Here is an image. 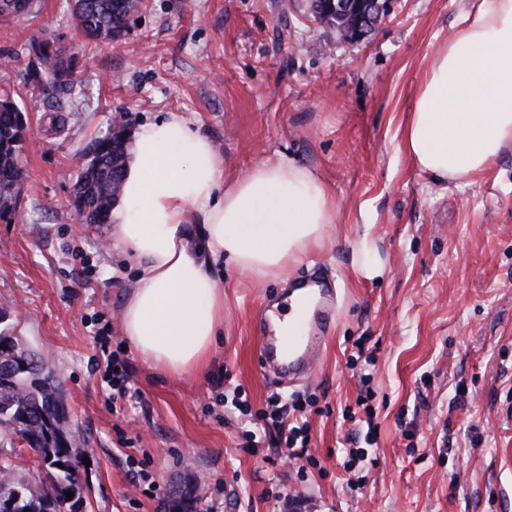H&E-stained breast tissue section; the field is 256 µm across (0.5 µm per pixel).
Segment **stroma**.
<instances>
[{"instance_id": "35a3bbf8", "label": "stroma", "mask_w": 512, "mask_h": 512, "mask_svg": "<svg viewBox=\"0 0 512 512\" xmlns=\"http://www.w3.org/2000/svg\"><path fill=\"white\" fill-rule=\"evenodd\" d=\"M73 0H36L0 21V89L27 127L21 206L0 220V311L24 346L49 357L65 390L69 436L89 451L82 512H512V148L446 186L400 148L415 88L460 25L465 0H391L392 16L346 40L310 0H145L119 42L86 44ZM53 38L73 59L75 108L51 129L50 96L27 91L25 46ZM178 112L215 143L232 177L279 155L317 169L336 201L322 248L287 279L216 266L224 334L204 374L145 364L120 325L133 272L106 227L77 231L73 187L114 113L129 128ZM369 236L382 269H357ZM328 267L338 308L306 383L273 387L257 365L261 304H283L313 266ZM132 366L144 404L118 406L96 338ZM366 338V357L355 342ZM232 380H225V373ZM271 396L312 398L315 464L266 461L241 446ZM378 423L368 456L344 469L347 435ZM0 452L27 487L50 469L15 435Z\"/></svg>"}]
</instances>
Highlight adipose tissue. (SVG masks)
<instances>
[{
  "mask_svg": "<svg viewBox=\"0 0 512 512\" xmlns=\"http://www.w3.org/2000/svg\"><path fill=\"white\" fill-rule=\"evenodd\" d=\"M469 2L402 130V150L442 184L512 147V0ZM335 222L331 191L310 168L280 157L228 180L213 141L181 114L140 124L109 215L112 247L136 271L123 303L126 340L157 371H202L224 329L215 266L287 278Z\"/></svg>",
  "mask_w": 512,
  "mask_h": 512,
  "instance_id": "obj_1",
  "label": "adipose tissue"
}]
</instances>
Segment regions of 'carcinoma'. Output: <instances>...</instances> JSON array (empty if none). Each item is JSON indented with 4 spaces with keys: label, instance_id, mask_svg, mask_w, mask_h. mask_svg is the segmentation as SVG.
I'll return each instance as SVG.
<instances>
[{
    "label": "carcinoma",
    "instance_id": "carcinoma-1",
    "mask_svg": "<svg viewBox=\"0 0 512 512\" xmlns=\"http://www.w3.org/2000/svg\"><path fill=\"white\" fill-rule=\"evenodd\" d=\"M114 0H84V7L74 14L78 29L89 39L114 42L120 40L130 27L133 16L142 8L143 0H124L121 7L113 6ZM34 0H0V16L16 12L33 11ZM317 17L336 26L347 35L356 24V13L338 14L327 9L321 0H311ZM28 52L35 55L41 67L31 72L29 86L32 93L42 94L50 89L63 97L71 95L73 87L71 62L54 49L52 40L44 37L31 43ZM23 113L10 96L0 99V218L13 214L20 198L24 180L23 143L26 126ZM123 140L112 139L107 134L92 144V158L76 183L74 202L89 201L90 211L84 219L102 226L108 223L110 209L120 194L127 151ZM19 346L18 337L0 330V364L7 363L9 351ZM29 362L42 372L41 389L36 390L21 375L7 385L0 384V428L4 427L19 436L33 451L41 455L52 450L58 458H77L80 448L68 437L48 440L45 418L52 415L51 398L63 394L52 366L40 353L29 351ZM12 468L0 462V498L13 503L12 512H74V504L67 501V493L78 500L83 492L77 466L55 471L53 493H35L15 482Z\"/></svg>",
    "mask_w": 512,
    "mask_h": 512
}]
</instances>
